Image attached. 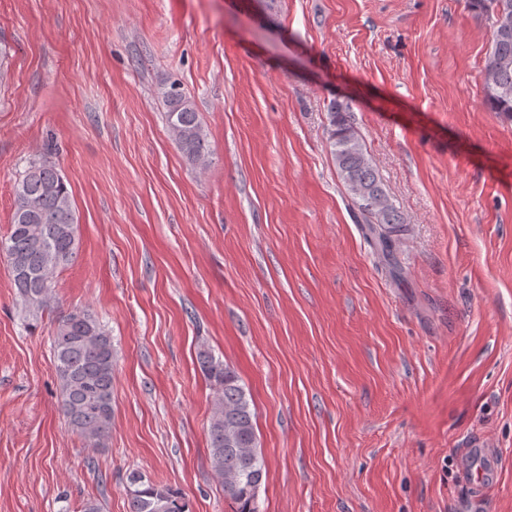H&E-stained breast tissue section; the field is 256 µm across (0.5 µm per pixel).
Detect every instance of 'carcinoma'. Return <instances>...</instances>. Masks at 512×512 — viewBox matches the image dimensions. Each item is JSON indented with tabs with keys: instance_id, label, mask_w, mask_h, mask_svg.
I'll return each instance as SVG.
<instances>
[{
	"instance_id": "1",
	"label": "carcinoma",
	"mask_w": 512,
	"mask_h": 512,
	"mask_svg": "<svg viewBox=\"0 0 512 512\" xmlns=\"http://www.w3.org/2000/svg\"><path fill=\"white\" fill-rule=\"evenodd\" d=\"M469 9L485 17L500 9L491 24L490 46L483 72L486 106L512 117V0H467ZM159 95L166 108L167 129L186 161L206 167L210 148L195 103L181 83L163 84ZM351 104H328V144L337 174L365 220L373 246L386 263L394 254L393 236L405 223L403 213L386 192L362 137L350 120ZM78 217L64 177L48 161L34 163L14 186V208L8 236L0 252L12 262L9 274L24 308L36 314L49 306L55 276L79 249ZM61 382V410L72 430L92 448L103 446L112 425V337L94 315L73 310L61 316L52 339ZM197 361L214 394L208 436L211 465L224 485V496L236 512H256L255 501L267 478L258 451L255 412L237 373L206 345ZM129 512H188L181 492L153 483L145 475L128 476Z\"/></svg>"
}]
</instances>
